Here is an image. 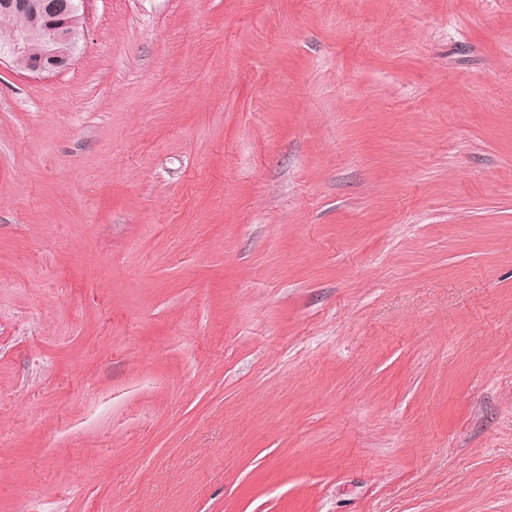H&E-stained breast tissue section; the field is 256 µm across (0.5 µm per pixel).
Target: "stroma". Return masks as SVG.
I'll list each match as a JSON object with an SVG mask.
<instances>
[{"label":"stroma","mask_w":512,"mask_h":512,"mask_svg":"<svg viewBox=\"0 0 512 512\" xmlns=\"http://www.w3.org/2000/svg\"><path fill=\"white\" fill-rule=\"evenodd\" d=\"M0 64V512H512V0H87Z\"/></svg>","instance_id":"obj_1"}]
</instances>
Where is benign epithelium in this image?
<instances>
[{
    "instance_id": "1",
    "label": "benign epithelium",
    "mask_w": 512,
    "mask_h": 512,
    "mask_svg": "<svg viewBox=\"0 0 512 512\" xmlns=\"http://www.w3.org/2000/svg\"><path fill=\"white\" fill-rule=\"evenodd\" d=\"M87 0H0V12L25 15L30 27L13 43L0 49V61L6 59L19 69L32 74H52L71 64L73 48L84 29V4ZM53 37L39 58L24 61L27 45L45 28Z\"/></svg>"
}]
</instances>
